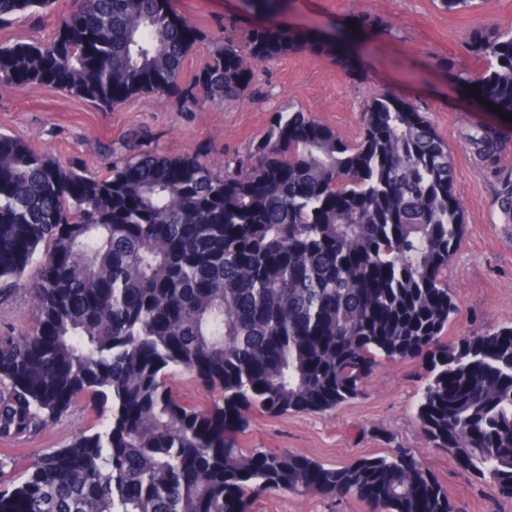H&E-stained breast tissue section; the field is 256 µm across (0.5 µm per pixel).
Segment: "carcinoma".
I'll return each instance as SVG.
<instances>
[{
  "label": "carcinoma",
  "instance_id": "cac0c4a2",
  "mask_svg": "<svg viewBox=\"0 0 512 512\" xmlns=\"http://www.w3.org/2000/svg\"><path fill=\"white\" fill-rule=\"evenodd\" d=\"M54 0H0V29ZM297 37L258 27L212 42L169 0H71L46 42L0 43V85H45L110 112L143 94L181 112L244 99L252 66ZM210 44L190 83L182 64ZM451 80L512 115V31ZM482 165L499 138L468 135ZM447 144L405 98L373 95L353 142L277 112L247 156L218 170L130 137L108 174L63 165L0 133V300L28 269L35 326L0 331V442L30 438L82 402L93 425L24 478L0 458V512H251L288 491L367 512H464L409 448L328 466L240 448L253 413L322 414L384 362L416 361L425 445L512 498V325L446 339L448 265L464 233ZM185 371L200 409L169 384Z\"/></svg>",
  "mask_w": 512,
  "mask_h": 512
}]
</instances>
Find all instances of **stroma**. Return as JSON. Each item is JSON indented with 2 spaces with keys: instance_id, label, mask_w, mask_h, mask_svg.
I'll return each mask as SVG.
<instances>
[{
  "instance_id": "1",
  "label": "stroma",
  "mask_w": 512,
  "mask_h": 512,
  "mask_svg": "<svg viewBox=\"0 0 512 512\" xmlns=\"http://www.w3.org/2000/svg\"><path fill=\"white\" fill-rule=\"evenodd\" d=\"M173 10L218 39L242 38L265 25L300 33L303 46L258 64L251 93L221 107L206 103L178 111L157 95L135 98L111 112L48 86H0V132L26 140L61 161L81 159L103 171L105 148L122 152L137 132L171 155L204 152L217 165L245 155L268 131L274 113H310L343 138L356 140L367 101L390 92L412 102L447 142L455 192L465 212V231L448 267V286L459 297L449 339L512 323V217L498 204L512 185V120L477 111L448 76L455 69L479 76L485 60L471 49L477 34L512 30V0H478L473 8L447 10L440 0H278L273 15L246 12L240 0H170ZM364 28L352 57L332 43L347 25ZM503 143L497 172L480 165L468 136L476 127ZM416 362L378 368L361 396L324 414H253L239 436L244 449L289 451L342 465L356 457L413 449L421 464L467 512H512V499L457 467L443 448L425 447L413 418L419 384ZM83 406L38 435L7 445L0 456L23 475L40 453L61 447L93 424ZM252 512H364L353 500L334 503L315 495L279 492L257 500Z\"/></svg>"
}]
</instances>
